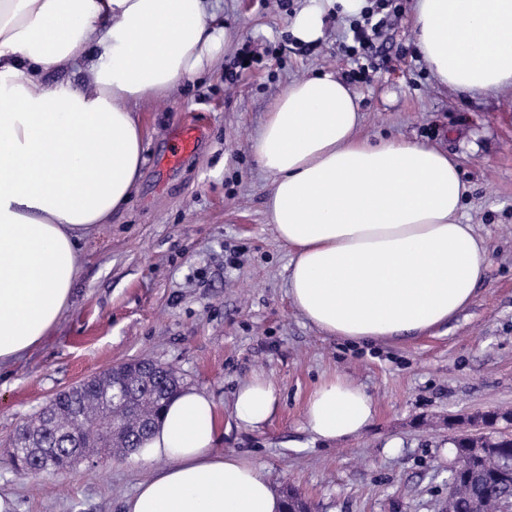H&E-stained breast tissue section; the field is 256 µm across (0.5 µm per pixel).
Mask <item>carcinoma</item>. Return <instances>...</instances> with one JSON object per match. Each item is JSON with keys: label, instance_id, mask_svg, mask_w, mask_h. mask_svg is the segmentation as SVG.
<instances>
[{"label": "carcinoma", "instance_id": "carcinoma-1", "mask_svg": "<svg viewBox=\"0 0 512 512\" xmlns=\"http://www.w3.org/2000/svg\"><path fill=\"white\" fill-rule=\"evenodd\" d=\"M126 376L135 377L143 396L142 409L149 416L158 415L180 388L176 377L145 376L136 363L126 365ZM105 380L95 379L54 398L52 419L46 421V434L34 439L44 469L70 468L75 463L94 458L101 453L98 442L86 437L81 447L60 439L77 424L84 411L102 403ZM485 456L470 459L468 469L460 479L454 499L448 502V512H512V434L492 430L483 437Z\"/></svg>", "mask_w": 512, "mask_h": 512}]
</instances>
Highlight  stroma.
Instances as JSON below:
<instances>
[{"label": "stroma", "mask_w": 512, "mask_h": 512, "mask_svg": "<svg viewBox=\"0 0 512 512\" xmlns=\"http://www.w3.org/2000/svg\"><path fill=\"white\" fill-rule=\"evenodd\" d=\"M309 0H216L231 31L224 60L150 105L139 187L78 251L72 301L40 345L0 368V494L16 512H122L151 471L108 454L63 472L19 478L8 453L19 426L60 391L120 363L151 358L184 386L210 393L221 416L217 451L257 463L279 494L311 512H443L454 463L452 418L512 408V93L440 85L416 52L414 0L355 84L363 136L424 142L457 156L464 223L488 250L473 303L447 325L354 344L324 335L288 295L291 258L266 209L270 178L251 143L288 83L346 79L350 17L327 10L324 35L298 42L289 21ZM202 127L199 151L161 169L173 131ZM341 374L373 399L358 437L321 441L304 426L319 381ZM256 377L279 388L260 430L238 426L237 389Z\"/></svg>", "instance_id": "stroma-1"}]
</instances>
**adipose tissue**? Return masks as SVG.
<instances>
[{
	"label": "adipose tissue",
	"mask_w": 512,
	"mask_h": 512,
	"mask_svg": "<svg viewBox=\"0 0 512 512\" xmlns=\"http://www.w3.org/2000/svg\"><path fill=\"white\" fill-rule=\"evenodd\" d=\"M290 30L323 36L325 6ZM211 0H0V366L49 336L67 309L77 251L137 188L142 108L213 66L229 42ZM416 44L441 84L512 90V0H416ZM67 80L45 86L48 69ZM357 94L333 75L288 84L251 149L270 177L267 210L289 248L295 309L329 336L369 342L428 331L474 299L487 250L463 223L466 187L454 156L430 145L360 137ZM278 403L257 377L234 401L258 430ZM371 397L323 377L305 426L315 438L358 435ZM219 408L183 388L138 451L150 475L124 512H283L259 466L218 452Z\"/></svg>",
	"instance_id": "ef3b65f1"
}]
</instances>
